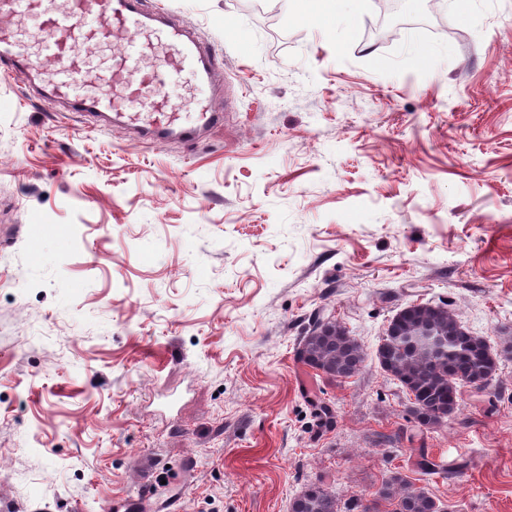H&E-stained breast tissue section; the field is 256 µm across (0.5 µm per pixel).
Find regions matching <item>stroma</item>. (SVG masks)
Segmentation results:
<instances>
[{"label": "stroma", "mask_w": 512, "mask_h": 512, "mask_svg": "<svg viewBox=\"0 0 512 512\" xmlns=\"http://www.w3.org/2000/svg\"><path fill=\"white\" fill-rule=\"evenodd\" d=\"M141 2L221 61L223 130L157 140L0 74V512H138L150 467L177 502L147 512H289L424 459L448 512H512V358L431 427L373 357L412 303L512 337V0H398L382 40L376 0L323 29ZM319 319L360 374L299 358ZM328 330V333L324 334ZM302 361L328 378L348 379L364 366L367 354L356 336L335 321L316 320L298 344Z\"/></svg>", "instance_id": "1"}]
</instances>
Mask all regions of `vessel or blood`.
<instances>
[{
    "mask_svg": "<svg viewBox=\"0 0 512 512\" xmlns=\"http://www.w3.org/2000/svg\"><path fill=\"white\" fill-rule=\"evenodd\" d=\"M37 23V52L17 37V22ZM121 37L111 63L80 53ZM51 73L50 95L70 111L115 115L152 136L195 139L223 126V109L209 91L214 56L182 28L143 12L140 0H0V73H24L31 60Z\"/></svg>",
    "mask_w": 512,
    "mask_h": 512,
    "instance_id": "1",
    "label": "vessel or blood"
}]
</instances>
